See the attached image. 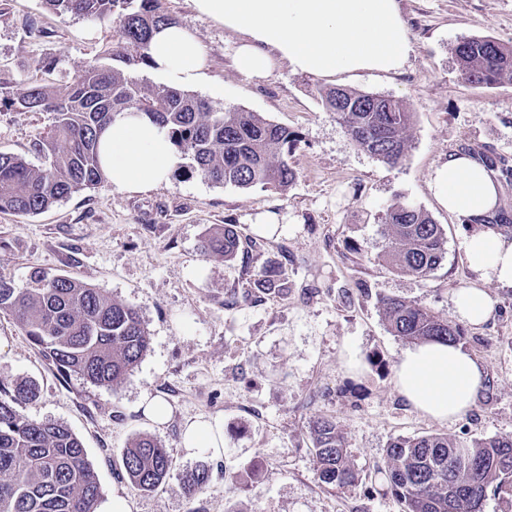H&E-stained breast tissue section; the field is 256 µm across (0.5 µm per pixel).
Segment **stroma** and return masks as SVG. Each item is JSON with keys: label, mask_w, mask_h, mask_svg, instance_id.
<instances>
[{"label": "stroma", "mask_w": 512, "mask_h": 512, "mask_svg": "<svg viewBox=\"0 0 512 512\" xmlns=\"http://www.w3.org/2000/svg\"><path fill=\"white\" fill-rule=\"evenodd\" d=\"M409 50L399 71L319 78L278 63L252 81L234 65L237 33L197 13L192 0H163L165 10L200 41L208 79L197 95L215 109H242L297 132L286 191L215 185L175 169L169 182L143 193L112 182L80 190L36 215L0 212V275L26 287L34 271L75 277L141 313L150 342L115 389L61 378L12 319L0 315V378H31L38 402L24 414L63 423L82 440L99 476L103 501L131 512H402L377 468L398 436L445 433L463 441L512 435V289L486 284L493 317L464 325L463 349L483 366L473 408L440 424L410 407L393 385L408 347L384 319L380 297L418 301L458 323L453 296L475 279L464 228L436 201L434 170L464 152L499 183L492 224L512 234V85H470L454 46L485 35L512 43V0H398ZM113 23L59 16L42 0H0V82L54 87L112 45ZM340 86L403 100L414 114L403 160L385 164L359 149L318 91ZM47 112H0V152L46 163L35 149L49 130ZM395 203L422 208L441 224L447 253L428 277L394 272L382 260V232ZM279 231L261 236L257 225ZM230 223L257 245L231 262L206 259L201 241ZM284 264L294 283L287 297L255 303L244 293L252 275ZM356 355L359 369L347 365ZM173 408L162 427L147 420L144 394ZM220 417L224 453L187 451V421ZM335 418L358 482L328 488L307 425ZM168 449L173 465L156 491L127 480L122 455L137 435ZM208 467L206 491L189 493L186 472Z\"/></svg>", "instance_id": "stroma-1"}]
</instances>
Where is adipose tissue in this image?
<instances>
[{"instance_id":"obj_1","label":"adipose tissue","mask_w":512,"mask_h":512,"mask_svg":"<svg viewBox=\"0 0 512 512\" xmlns=\"http://www.w3.org/2000/svg\"><path fill=\"white\" fill-rule=\"evenodd\" d=\"M197 12L239 33L237 66L255 79L275 63L316 77L339 72H395L409 47L397 0H192ZM149 71L167 85L190 89L207 79L199 40L174 24L157 30L150 43ZM100 159L122 190L146 193L165 183L177 162L165 128L141 114L119 115L103 133ZM430 187L468 233L464 249L476 284L460 289L453 303L459 318L478 326L492 305L483 285L512 288V239L487 230L498 202V188L486 167L463 154L449 155L437 167ZM485 377L482 365L455 344L442 341L407 349L394 367V387L419 413L439 422L454 421L472 409ZM182 446L213 456L224 450L220 419L186 422Z\"/></svg>"}]
</instances>
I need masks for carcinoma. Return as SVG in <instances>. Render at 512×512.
<instances>
[{
    "label": "carcinoma",
    "instance_id": "1",
    "mask_svg": "<svg viewBox=\"0 0 512 512\" xmlns=\"http://www.w3.org/2000/svg\"><path fill=\"white\" fill-rule=\"evenodd\" d=\"M61 16L118 23L117 41L103 59L75 74L62 88L28 84L5 91L0 105L15 112H50L53 122L36 143L48 163L39 168L0 152V212L39 214L72 193L104 183L98 140L118 114L139 112L167 128L180 168L215 185L285 191L295 180L286 157L300 136L256 112L217 111L189 91L142 81L127 67L148 65L154 30L176 23L162 0H43ZM454 53L464 79L480 87L512 84V45L486 36L457 43ZM363 151L397 164L409 146L413 113L395 97L350 88L320 91ZM393 247L383 260L396 272L427 277L445 254V233L424 210L396 203L384 214ZM256 246L227 223L209 233L202 252L232 261ZM294 284L278 266L260 269L246 297L261 302L288 295ZM393 335L417 345L440 339L458 343L463 329L417 301L382 299ZM0 314L9 316L60 374L76 375L102 388L120 383L139 363L149 344L140 312L77 278L38 271L32 286L19 288L0 275ZM41 396L33 379H0V512H97L98 475L82 441L66 425L40 421L19 411ZM318 479L329 487L358 480L337 422L309 423ZM172 458L154 438L140 435L125 448L122 465L130 484L153 492L168 478ZM385 479L403 512H481L488 490L512 496V436L462 444L446 434L396 437L386 449ZM185 483L202 492L209 470L186 473Z\"/></svg>",
    "mask_w": 512,
    "mask_h": 512
}]
</instances>
